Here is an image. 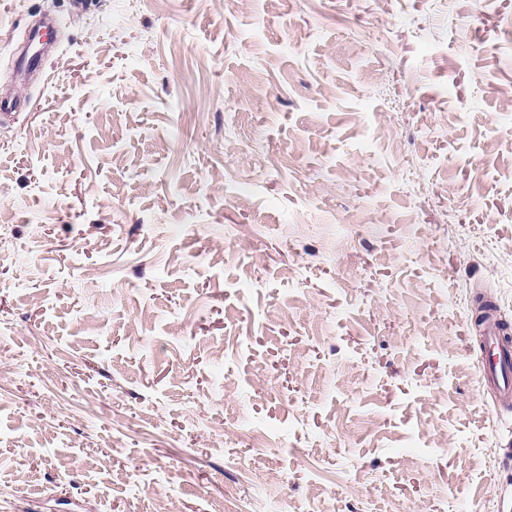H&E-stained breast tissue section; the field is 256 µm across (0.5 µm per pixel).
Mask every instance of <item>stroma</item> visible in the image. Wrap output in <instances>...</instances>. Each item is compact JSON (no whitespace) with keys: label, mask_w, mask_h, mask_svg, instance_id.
Returning a JSON list of instances; mask_svg holds the SVG:
<instances>
[{"label":"stroma","mask_w":512,"mask_h":512,"mask_svg":"<svg viewBox=\"0 0 512 512\" xmlns=\"http://www.w3.org/2000/svg\"><path fill=\"white\" fill-rule=\"evenodd\" d=\"M5 94L0 512H498L512 0H0ZM480 322L484 355L479 361V385L493 390L500 401L512 405V341L506 339L497 311L483 312Z\"/></svg>","instance_id":"1"}]
</instances>
